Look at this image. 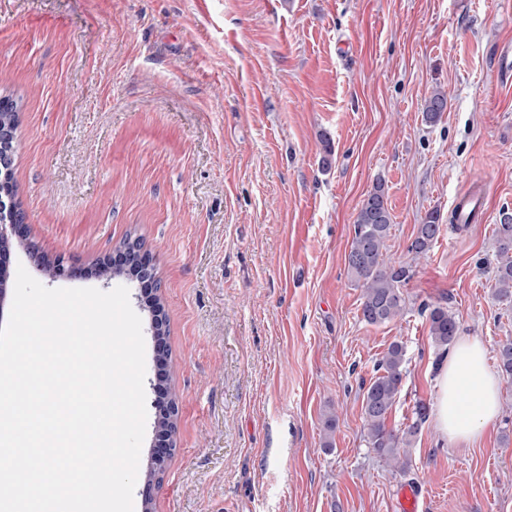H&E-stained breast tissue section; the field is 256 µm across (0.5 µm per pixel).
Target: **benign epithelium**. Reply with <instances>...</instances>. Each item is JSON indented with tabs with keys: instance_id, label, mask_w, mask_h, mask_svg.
Instances as JSON below:
<instances>
[{
	"instance_id": "obj_1",
	"label": "benign epithelium",
	"mask_w": 512,
	"mask_h": 512,
	"mask_svg": "<svg viewBox=\"0 0 512 512\" xmlns=\"http://www.w3.org/2000/svg\"><path fill=\"white\" fill-rule=\"evenodd\" d=\"M26 246L27 250L38 256L39 266H44L46 259L40 252L37 242L30 238L26 215L13 200V191L6 183L0 182V305L3 304L8 288L9 266L14 243ZM139 269L145 274L148 285L159 289L160 285L152 276L151 268L143 259V251L133 242H126L104 255L98 264V277L109 280L118 273H127ZM80 273V268L60 258L53 262V271L46 277L55 280L71 279ZM165 317L163 311L157 310L151 317V336L154 340L155 361L162 370L168 364V345L164 336ZM163 384V374L157 373L153 384L156 398L154 400V445L151 449V463L160 474L167 469L174 452L173 434L178 416V404L171 396L159 395Z\"/></svg>"
}]
</instances>
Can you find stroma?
Wrapping results in <instances>:
<instances>
[{"instance_id":"obj_1","label":"stroma","mask_w":512,"mask_h":512,"mask_svg":"<svg viewBox=\"0 0 512 512\" xmlns=\"http://www.w3.org/2000/svg\"><path fill=\"white\" fill-rule=\"evenodd\" d=\"M512 0H0V97L21 106L13 178L33 239L104 281L98 258L139 238L162 284L179 400L177 451L154 512H391L414 483L425 512H512V383L476 444L426 420L391 467L365 442L362 386L402 342L387 425L435 404L447 306L488 354L512 339L495 290L512 213ZM448 105L433 124L425 99ZM383 184L387 259L411 264L404 310L359 317L345 268L363 199ZM483 223L452 225L469 190ZM427 255L407 247L427 214ZM336 427L326 433L324 420ZM428 313L429 333L437 347L448 348L456 336L457 322L448 309L436 304L426 308Z\"/></svg>"}]
</instances>
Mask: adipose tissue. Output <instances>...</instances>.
<instances>
[{
  "label": "adipose tissue",
  "instance_id": "1",
  "mask_svg": "<svg viewBox=\"0 0 512 512\" xmlns=\"http://www.w3.org/2000/svg\"><path fill=\"white\" fill-rule=\"evenodd\" d=\"M435 422L441 435L457 446L475 443L499 413L500 380L487 363L476 337L463 336L439 363Z\"/></svg>",
  "mask_w": 512,
  "mask_h": 512
}]
</instances>
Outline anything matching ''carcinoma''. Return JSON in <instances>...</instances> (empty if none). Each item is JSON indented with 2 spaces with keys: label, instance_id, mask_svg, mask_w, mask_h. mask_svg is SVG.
<instances>
[{
  "label": "carcinoma",
  "instance_id": "1",
  "mask_svg": "<svg viewBox=\"0 0 512 512\" xmlns=\"http://www.w3.org/2000/svg\"><path fill=\"white\" fill-rule=\"evenodd\" d=\"M448 105L447 94L436 90L425 100L424 118L435 123ZM392 219L384 188L374 187L360 207L355 223L345 267L350 279L364 288L361 304L362 320L370 325L393 321L403 312L400 286L413 276L412 266L385 261L383 249L390 236ZM440 232L439 215L430 213L417 227L408 252L417 256L430 251ZM495 233L499 262L496 268L495 288L500 300L512 302V214L501 215ZM429 333L433 343L448 348L456 336L457 322L448 309L436 304L427 307ZM405 348L400 342L390 344L374 368V376L363 388L362 412L367 426L368 447L387 462L405 468L406 460L401 451L411 443V438L426 421L429 407L419 401L414 407L413 422L403 434L387 428L386 421L396 403L405 369ZM498 365L504 378L512 381V340L499 345Z\"/></svg>",
  "mask_w": 512,
  "mask_h": 512
}]
</instances>
